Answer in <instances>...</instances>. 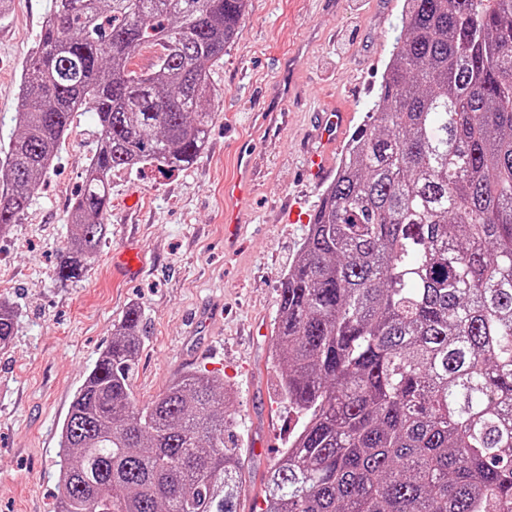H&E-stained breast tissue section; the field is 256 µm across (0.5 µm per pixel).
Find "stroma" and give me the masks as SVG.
<instances>
[{"label":"stroma","instance_id":"35a3bbf8","mask_svg":"<svg viewBox=\"0 0 512 512\" xmlns=\"http://www.w3.org/2000/svg\"><path fill=\"white\" fill-rule=\"evenodd\" d=\"M51 0H15L0 19V143L16 131L24 59ZM402 0H250L235 40L211 70L218 98L205 147L176 170L112 175L109 235L80 278L57 279L67 213L95 152L97 120L79 112L21 223L0 237V300L19 319L0 353V512H54L59 440L78 388L129 308L143 313L131 382L141 407L188 370L223 379L235 421L226 440L244 460L240 512L293 427L272 357L281 279L296 258L319 190L308 153L340 156L315 134L321 114L347 106L359 126L377 99ZM249 160L251 191L234 242L224 238V184ZM136 249L125 275L115 253Z\"/></svg>","mask_w":512,"mask_h":512}]
</instances>
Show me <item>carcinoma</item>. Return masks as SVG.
I'll list each match as a JSON object with an SVG mask.
<instances>
[{
  "instance_id": "1",
  "label": "carcinoma",
  "mask_w": 512,
  "mask_h": 512,
  "mask_svg": "<svg viewBox=\"0 0 512 512\" xmlns=\"http://www.w3.org/2000/svg\"><path fill=\"white\" fill-rule=\"evenodd\" d=\"M248 0H52L3 151L0 236L73 113L99 136L60 280L107 238L112 172L181 169L215 117L210 67ZM378 101L280 283L275 356L297 422L253 512H512V0H404ZM156 51L150 69L135 54ZM130 309L60 436L55 512H239L230 391L201 371L136 409ZM14 308L0 302V352Z\"/></svg>"
}]
</instances>
